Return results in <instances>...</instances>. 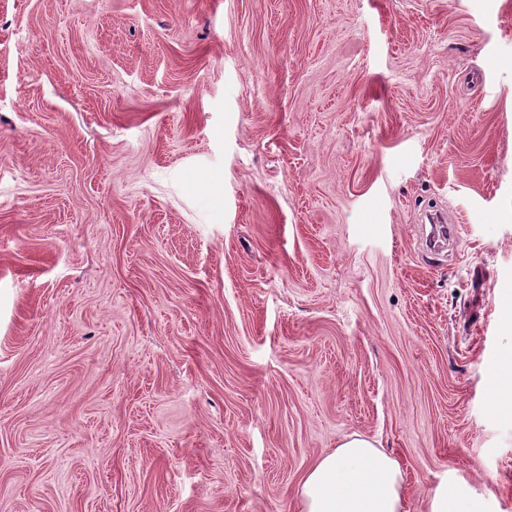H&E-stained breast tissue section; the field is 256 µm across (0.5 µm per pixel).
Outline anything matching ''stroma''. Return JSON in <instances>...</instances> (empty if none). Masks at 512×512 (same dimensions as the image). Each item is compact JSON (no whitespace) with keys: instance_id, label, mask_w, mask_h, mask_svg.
<instances>
[{"instance_id":"35a3bbf8","label":"stroma","mask_w":512,"mask_h":512,"mask_svg":"<svg viewBox=\"0 0 512 512\" xmlns=\"http://www.w3.org/2000/svg\"><path fill=\"white\" fill-rule=\"evenodd\" d=\"M508 380L512 0H0V512H512ZM398 462L369 439L353 434L303 473L301 512H403ZM430 512H484L482 501L454 484L448 489V480L440 483L431 494Z\"/></svg>"}]
</instances>
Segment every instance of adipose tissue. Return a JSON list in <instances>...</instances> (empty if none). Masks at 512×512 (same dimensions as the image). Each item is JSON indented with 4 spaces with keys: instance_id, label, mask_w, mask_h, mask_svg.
Returning a JSON list of instances; mask_svg holds the SVG:
<instances>
[{
    "instance_id": "1",
    "label": "adipose tissue",
    "mask_w": 512,
    "mask_h": 512,
    "mask_svg": "<svg viewBox=\"0 0 512 512\" xmlns=\"http://www.w3.org/2000/svg\"><path fill=\"white\" fill-rule=\"evenodd\" d=\"M398 462L353 434L303 473L301 512H404Z\"/></svg>"
}]
</instances>
